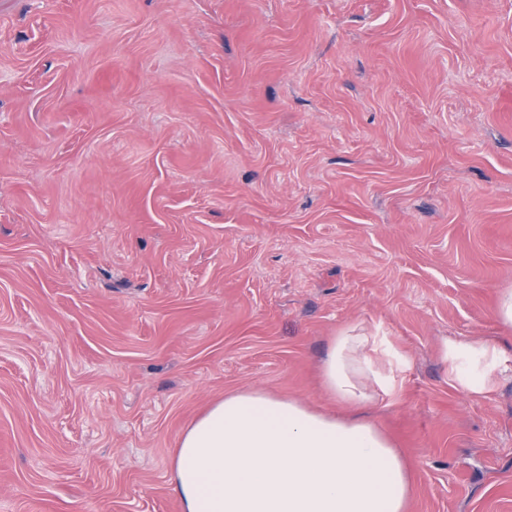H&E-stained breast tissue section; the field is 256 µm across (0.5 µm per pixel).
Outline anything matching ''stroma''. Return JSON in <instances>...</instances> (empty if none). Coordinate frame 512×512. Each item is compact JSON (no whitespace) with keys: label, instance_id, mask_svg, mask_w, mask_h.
<instances>
[{"label":"stroma","instance_id":"stroma-1","mask_svg":"<svg viewBox=\"0 0 512 512\" xmlns=\"http://www.w3.org/2000/svg\"><path fill=\"white\" fill-rule=\"evenodd\" d=\"M505 288L512 0H0V512H181L182 433L337 411L355 324L404 360L364 413L410 512H512ZM497 357L496 350L484 343L450 342L445 350L452 379L472 397L491 390L498 368Z\"/></svg>","mask_w":512,"mask_h":512}]
</instances>
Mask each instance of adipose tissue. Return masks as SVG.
Wrapping results in <instances>:
<instances>
[{"label": "adipose tissue", "instance_id": "1", "mask_svg": "<svg viewBox=\"0 0 512 512\" xmlns=\"http://www.w3.org/2000/svg\"><path fill=\"white\" fill-rule=\"evenodd\" d=\"M445 359L468 395L491 390L494 348L451 342ZM400 363L385 337L346 327L331 339L322 383L357 408L395 393ZM171 484L182 512H409L413 490L402 453L372 421L262 390L225 396L183 432Z\"/></svg>", "mask_w": 512, "mask_h": 512}]
</instances>
